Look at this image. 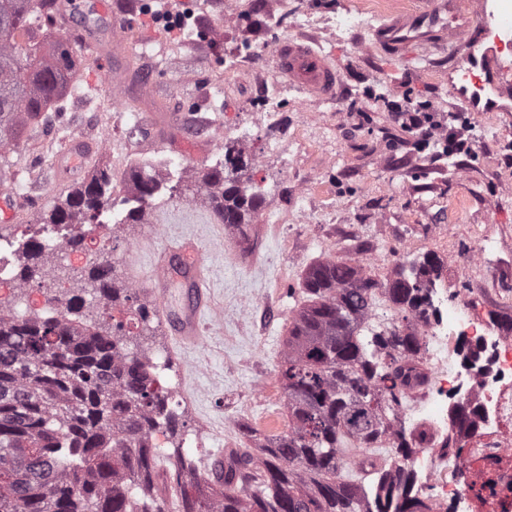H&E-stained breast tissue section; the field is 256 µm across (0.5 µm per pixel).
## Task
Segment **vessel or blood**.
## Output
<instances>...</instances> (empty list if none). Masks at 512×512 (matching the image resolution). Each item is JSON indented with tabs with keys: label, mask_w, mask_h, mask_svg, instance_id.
Returning a JSON list of instances; mask_svg holds the SVG:
<instances>
[{
	"label": "vessel or blood",
	"mask_w": 512,
	"mask_h": 512,
	"mask_svg": "<svg viewBox=\"0 0 512 512\" xmlns=\"http://www.w3.org/2000/svg\"><path fill=\"white\" fill-rule=\"evenodd\" d=\"M493 7H480L467 14L462 0H435L431 8L393 15L389 22L372 31V38L392 53L408 54L414 43L427 41L450 45L454 75L448 80L452 98L469 112L499 110V101L512 95V27L503 26L500 16L512 12V0H493ZM114 50L127 51L130 24L110 15L105 19ZM277 70L309 95L332 97L338 72L331 61L304 42L289 41L277 55ZM197 248L191 241L167 247L155 257L160 274H168L175 258L187 257L183 268L189 289L188 299L177 323L179 344L199 339V317L206 305L209 282L199 261L192 255Z\"/></svg>",
	"instance_id": "obj_1"
}]
</instances>
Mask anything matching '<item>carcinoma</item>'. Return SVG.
<instances>
[{
	"mask_svg": "<svg viewBox=\"0 0 512 512\" xmlns=\"http://www.w3.org/2000/svg\"><path fill=\"white\" fill-rule=\"evenodd\" d=\"M56 9L54 0H0V178L7 177L5 153L21 147L23 127L39 126L70 84L75 60L68 42L16 40L29 20L50 19ZM246 165L244 152L228 147L224 168L187 187L206 196L244 240L259 206L242 182ZM131 179L140 198L154 197V177ZM111 207L112 172L96 169L42 223L92 224ZM42 253L41 246L25 252L19 284L42 273ZM441 267L427 256L401 264L382 284L356 261L311 265L307 303L291 319L281 365L288 433L255 452L230 451L205 476L180 456L157 479L152 435L175 431L176 419L166 412L150 358L127 347L123 323L99 331L81 296L70 299L63 319L18 318L0 307V512H166L170 488L180 493L177 512H432L412 495L406 462L435 437L423 424L406 432L399 410L428 382L414 324L433 315L429 291ZM112 272L107 260L88 271L104 308L132 300L128 289L115 287ZM379 293L405 325H373ZM475 427V411L457 406V437L446 436L441 447H457ZM382 437L402 460L394 469L368 451Z\"/></svg>",
	"mask_w": 512,
	"mask_h": 512,
	"instance_id": "carcinoma-1",
	"label": "carcinoma"
}]
</instances>
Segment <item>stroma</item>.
<instances>
[{
  "label": "stroma",
  "mask_w": 512,
  "mask_h": 512,
  "mask_svg": "<svg viewBox=\"0 0 512 512\" xmlns=\"http://www.w3.org/2000/svg\"><path fill=\"white\" fill-rule=\"evenodd\" d=\"M422 0H168L171 12L189 13L183 31L168 33L146 14L152 0H110L128 14L131 54L113 78L78 41L84 28L108 37L98 0H78L72 30L39 26L19 31L24 43L66 36L76 58L69 90L45 113L57 123L24 128L23 149L11 153L13 183L31 200L16 217H0V259L17 267L30 241L64 235L44 227L43 211L94 169L107 168L122 195L143 169L161 184L145 203L146 221L132 224L127 206L103 216L117 247L138 249L145 279L133 301L152 310V335L119 310L95 321L123 323L128 341L161 357L167 409L179 421L189 459L207 474L221 443L256 447L288 430L280 365L288 322L306 296L307 268L325 259L359 261L383 281L398 264L438 256V284L449 299L472 302L490 322L512 329V112H472L473 150L435 159L418 149L388 109L396 100L445 115L460 105L448 93V51L415 46L410 57L391 55L371 41V30ZM363 11V26L337 29L338 17ZM312 40L339 72L338 94L316 99L289 85L276 69L281 44ZM281 101L264 112V90ZM142 114L130 128L124 109ZM94 151L70 176L57 158L70 128ZM242 149L245 176L262 194L241 240L206 201L181 191L204 172L222 168L225 147ZM191 238L209 270L210 305L196 344L178 349L168 321L157 317L162 299L180 300L179 278L152 281L154 252L172 238ZM488 249L474 256L478 242Z\"/></svg>",
  "instance_id": "35a3bbf8"
}]
</instances>
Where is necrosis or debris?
<instances>
[{
    "instance_id": "1",
    "label": "necrosis or debris",
    "mask_w": 512,
    "mask_h": 512,
    "mask_svg": "<svg viewBox=\"0 0 512 512\" xmlns=\"http://www.w3.org/2000/svg\"><path fill=\"white\" fill-rule=\"evenodd\" d=\"M47 250L63 252L69 265L83 266L110 257L108 235L90 234L79 247L50 241ZM434 316L422 328L426 339L425 364L431 395L412 397L409 415L427 414L435 425L448 422V393L461 395L479 410L480 426L469 454L459 458L451 450L429 449L425 462L412 464L416 483H436L449 493L454 512H512V343L506 342L471 304L450 300L447 293L431 294ZM468 338L479 348L473 365L457 361V343Z\"/></svg>"
}]
</instances>
